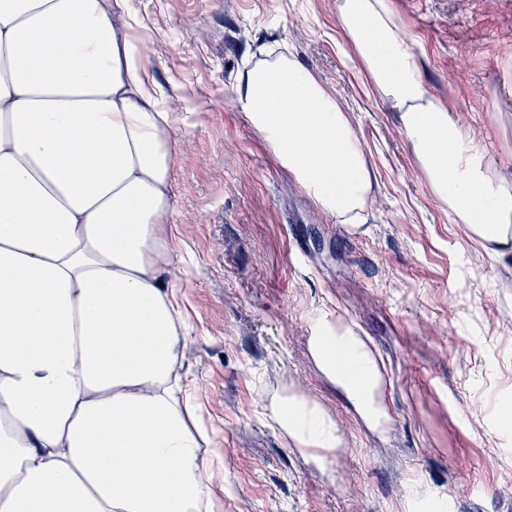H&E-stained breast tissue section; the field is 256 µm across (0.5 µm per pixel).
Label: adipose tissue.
Listing matches in <instances>:
<instances>
[{
	"label": "adipose tissue",
	"instance_id": "obj_1",
	"mask_svg": "<svg viewBox=\"0 0 512 512\" xmlns=\"http://www.w3.org/2000/svg\"><path fill=\"white\" fill-rule=\"evenodd\" d=\"M338 14L455 223L512 256V192L429 96L388 0H341ZM130 17V0H0V512H214L206 436L176 371L178 111ZM234 91L308 194L354 223L373 174L336 99L285 56L239 72ZM310 351L384 430L379 366L360 337L322 316ZM271 414L293 447L342 445L305 396L279 397Z\"/></svg>",
	"mask_w": 512,
	"mask_h": 512
}]
</instances>
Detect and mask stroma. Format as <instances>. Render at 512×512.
I'll return each mask as SVG.
<instances>
[{
  "label": "stroma",
  "mask_w": 512,
  "mask_h": 512,
  "mask_svg": "<svg viewBox=\"0 0 512 512\" xmlns=\"http://www.w3.org/2000/svg\"><path fill=\"white\" fill-rule=\"evenodd\" d=\"M339 0H134L147 71L180 112L172 273L192 327L183 382L220 448L219 512H512V259L486 253L435 193L369 82ZM434 98L512 191V0H389ZM287 55L351 119L375 180L337 223L234 100L239 71ZM340 317L378 361L391 421L368 431L309 351ZM319 401L344 447L317 469L271 417Z\"/></svg>",
  "instance_id": "stroma-1"
}]
</instances>
